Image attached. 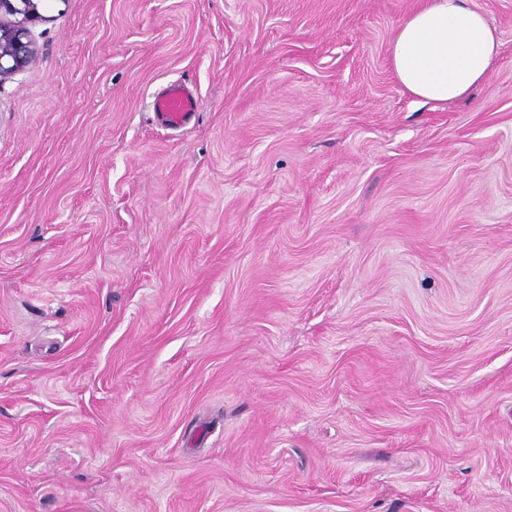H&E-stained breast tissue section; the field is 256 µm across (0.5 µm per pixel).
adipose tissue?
<instances>
[{
	"label": "adipose tissue",
	"instance_id": "adipose-tissue-1",
	"mask_svg": "<svg viewBox=\"0 0 512 512\" xmlns=\"http://www.w3.org/2000/svg\"><path fill=\"white\" fill-rule=\"evenodd\" d=\"M499 47L495 27L469 0H422L398 26L389 60L408 93L445 104L486 78Z\"/></svg>",
	"mask_w": 512,
	"mask_h": 512
}]
</instances>
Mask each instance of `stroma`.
Instances as JSON below:
<instances>
[{
  "label": "stroma",
  "instance_id": "stroma-1",
  "mask_svg": "<svg viewBox=\"0 0 512 512\" xmlns=\"http://www.w3.org/2000/svg\"><path fill=\"white\" fill-rule=\"evenodd\" d=\"M420 3L40 0L0 82V512H512V0L438 107L389 64ZM198 100L182 82H171L154 97L153 112L159 124L169 128L185 125L197 112Z\"/></svg>",
  "mask_w": 512,
  "mask_h": 512
}]
</instances>
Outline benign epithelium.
<instances>
[{
    "mask_svg": "<svg viewBox=\"0 0 512 512\" xmlns=\"http://www.w3.org/2000/svg\"><path fill=\"white\" fill-rule=\"evenodd\" d=\"M20 15V21H8L1 14ZM41 19L36 0H0V82L22 70L36 57L27 22Z\"/></svg>",
    "mask_w": 512,
    "mask_h": 512,
    "instance_id": "7a95c632",
    "label": "benign epithelium"
}]
</instances>
